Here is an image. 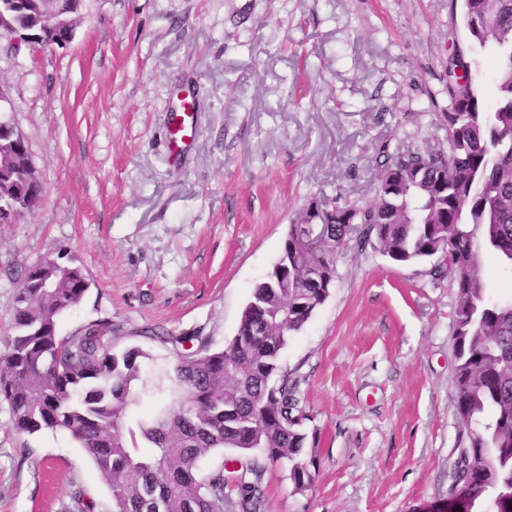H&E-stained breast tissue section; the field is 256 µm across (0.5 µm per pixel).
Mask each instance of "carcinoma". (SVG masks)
<instances>
[{"label":"carcinoma","instance_id":"cac0c4a2","mask_svg":"<svg viewBox=\"0 0 512 512\" xmlns=\"http://www.w3.org/2000/svg\"><path fill=\"white\" fill-rule=\"evenodd\" d=\"M462 9L468 30L486 20L472 41L496 54L495 100L483 103L471 64L453 53L451 107L440 119L446 144L392 150L374 141L377 200L337 196L288 225L278 263L224 349L158 363L139 347L114 354L110 324L62 336L61 317L90 282L67 253L28 267L0 350V400L13 428L70 433L107 483L112 512H260L268 468L288 466L298 491L314 482L308 436L295 421L297 380L280 357L330 296L338 254L352 240L396 263L441 254L448 266L436 272L456 288L461 423L448 500H465L467 512H512V298L494 299L483 273L487 254L512 273V0H463ZM8 20L37 29L43 15L19 5ZM219 448L243 461L199 479L198 462Z\"/></svg>","mask_w":512,"mask_h":512}]
</instances>
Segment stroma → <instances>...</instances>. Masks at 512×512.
<instances>
[{
  "label": "stroma",
  "mask_w": 512,
  "mask_h": 512,
  "mask_svg": "<svg viewBox=\"0 0 512 512\" xmlns=\"http://www.w3.org/2000/svg\"><path fill=\"white\" fill-rule=\"evenodd\" d=\"M472 53L450 0H83L67 46L0 44V83L45 187L0 224V342L25 267L60 251L90 282L61 334L112 326L114 352L174 361L235 336L311 202L370 203L371 143L444 139L448 58ZM195 103L194 136L169 148ZM435 260L350 244L327 301L282 352L299 379L313 484L265 477L263 512H439L457 457L455 290ZM111 512L63 431L21 434L0 402V512ZM183 112H174L171 115V128H169L170 147L173 151L182 149L188 145V140L191 138L189 135V119L192 118V113L185 112L182 105Z\"/></svg>",
  "instance_id": "1"
}]
</instances>
